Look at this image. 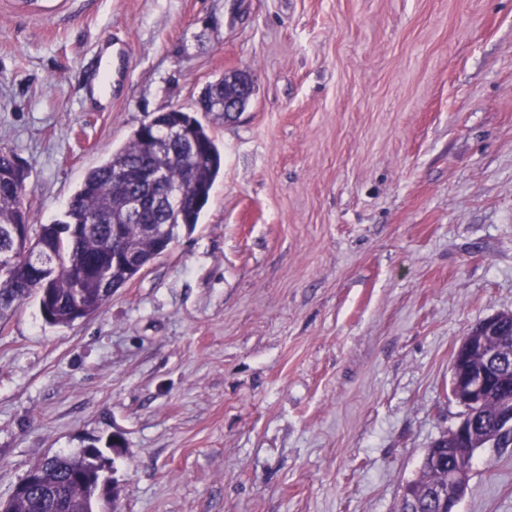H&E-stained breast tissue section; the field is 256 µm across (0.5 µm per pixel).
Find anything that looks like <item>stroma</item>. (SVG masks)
I'll list each match as a JSON object with an SVG mask.
<instances>
[{
  "label": "stroma",
  "instance_id": "stroma-1",
  "mask_svg": "<svg viewBox=\"0 0 512 512\" xmlns=\"http://www.w3.org/2000/svg\"><path fill=\"white\" fill-rule=\"evenodd\" d=\"M113 36L126 78L83 111ZM232 70L255 91L198 115L224 158L199 224L93 315L0 321V500L118 433L116 512H399L461 420L452 352L512 312V0H0L31 223ZM458 512H512V446Z\"/></svg>",
  "mask_w": 512,
  "mask_h": 512
}]
</instances>
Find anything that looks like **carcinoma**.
<instances>
[{
	"instance_id": "cac0c4a2",
	"label": "carcinoma",
	"mask_w": 512,
	"mask_h": 512,
	"mask_svg": "<svg viewBox=\"0 0 512 512\" xmlns=\"http://www.w3.org/2000/svg\"><path fill=\"white\" fill-rule=\"evenodd\" d=\"M200 102L209 112L224 111V79L210 83ZM174 127L185 130L184 142H170ZM224 159L214 137L192 113L178 109L140 126L122 148L101 165L89 170L72 195L65 220L40 225L34 245H45L54 258L42 269L31 268L24 249L15 251L16 270L0 273V320L31 296L44 303L50 297V325H70L80 309L98 312L126 280L125 271L113 265L112 225L123 229L124 244L135 243V267L153 258L152 242L145 241L153 227L168 228L174 237L179 226L192 228L209 202ZM151 170L176 191L164 205L143 206L135 222L124 219L119 205L128 198L144 197L148 186L137 180L119 182L120 169ZM26 177L14 154L0 149V227L29 225ZM508 335L490 346L499 348L501 373L488 382L480 405L473 408L474 442L482 447L499 444L498 415L503 404L512 400V323ZM455 450L443 445L431 447L425 455L419 476L406 485L405 498L412 499L413 512H442L439 490L448 484V457ZM83 467L82 455L56 454L38 465V484L31 492L16 496L10 512H87L84 490L74 481Z\"/></svg>"
}]
</instances>
